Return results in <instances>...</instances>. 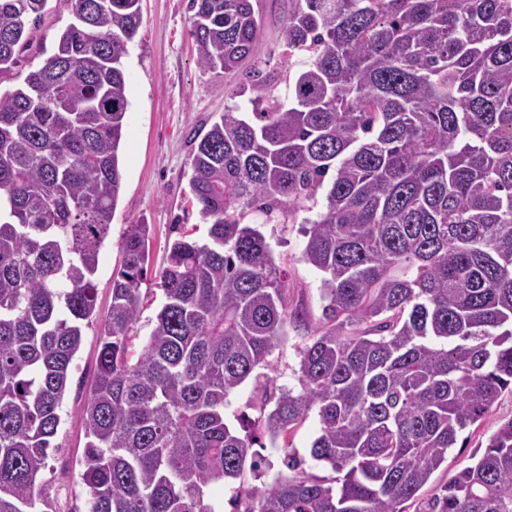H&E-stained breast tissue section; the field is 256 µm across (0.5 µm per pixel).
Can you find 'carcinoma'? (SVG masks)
I'll list each match as a JSON object with an SVG mask.
<instances>
[{"label": "carcinoma", "instance_id": "obj_1", "mask_svg": "<svg viewBox=\"0 0 512 512\" xmlns=\"http://www.w3.org/2000/svg\"><path fill=\"white\" fill-rule=\"evenodd\" d=\"M278 75L248 72L200 139L191 191L208 242L184 237L157 275L163 302L137 359L150 227L130 224L112 273L82 410L89 512H512V417L427 499L458 434L512 388V0H290ZM73 22L22 84L0 92V512H41L69 369L96 319L93 276L122 183L124 61L140 0H60ZM48 0H0V79L35 44ZM202 69L238 70L263 29L251 0H190ZM322 196L302 260L324 274L299 391L254 375L306 311L262 233ZM255 378L274 441L310 411L331 469L262 487L227 396Z\"/></svg>", "mask_w": 512, "mask_h": 512}]
</instances>
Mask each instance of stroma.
Instances as JSON below:
<instances>
[{
    "instance_id": "1",
    "label": "stroma",
    "mask_w": 512,
    "mask_h": 512,
    "mask_svg": "<svg viewBox=\"0 0 512 512\" xmlns=\"http://www.w3.org/2000/svg\"><path fill=\"white\" fill-rule=\"evenodd\" d=\"M188 3L189 0H141L142 25L125 61L130 106L121 149L123 180L110 233L94 275L100 318L106 316L111 305L112 273L122 261L120 243L127 226L149 225V276L141 290L144 301L136 325V332L142 338L149 335L162 301L154 283L166 264L169 243L182 234L202 244L208 239L209 226L201 219L190 190L191 160L197 137L218 120L224 109L231 106L244 112L253 109L250 92L239 89L246 78L244 72L203 70L198 66L196 46L190 36L192 13ZM252 3L264 29L256 65L278 71L279 81L273 93L286 96L288 66L273 55L272 49L282 45L286 38L284 17L288 0H252ZM71 20L70 12L58 0H49L47 14L38 30L41 50L24 62V71L42 66L46 55L54 52L58 34ZM313 216V211L300 208L269 223L256 214L247 218L248 223L258 226L276 264L285 270L289 299L303 305L308 313V330L289 331L271 356L273 368L269 375L277 387L285 389L297 388L298 350L309 341V329L317 328L322 318L323 275L301 260L307 243L306 221ZM99 329L98 322L84 329L82 346L71 363L55 448L42 476L56 512H87V488L79 477L86 443L81 415L96 365ZM509 417H512V392L506 391L479 424L459 434L455 447L448 452L447 464L434 474L431 486L447 483L469 465L471 456L484 450L501 421ZM318 434L319 422L314 414L294 433L286 449L273 445L267 433L255 430L253 449L267 461L264 482H272L285 472L283 460L288 454L302 459L308 473L327 475V467L310 455L311 444Z\"/></svg>"
}]
</instances>
